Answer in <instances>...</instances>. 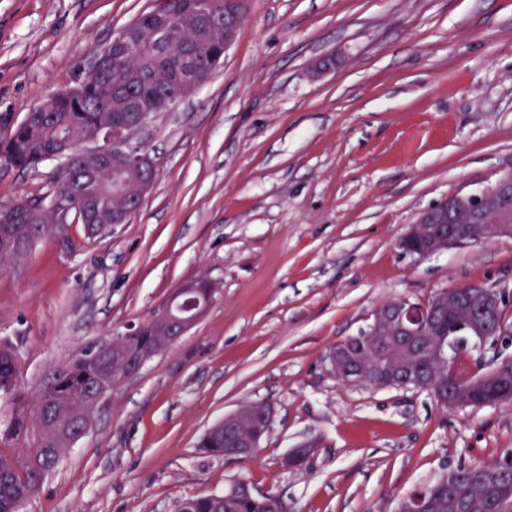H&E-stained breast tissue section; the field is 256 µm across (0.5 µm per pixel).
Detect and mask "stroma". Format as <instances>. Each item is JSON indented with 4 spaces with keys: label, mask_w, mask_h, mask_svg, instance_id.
Masks as SVG:
<instances>
[{
    "label": "stroma",
    "mask_w": 512,
    "mask_h": 512,
    "mask_svg": "<svg viewBox=\"0 0 512 512\" xmlns=\"http://www.w3.org/2000/svg\"><path fill=\"white\" fill-rule=\"evenodd\" d=\"M158 0H0V113L21 121L90 72ZM158 165L128 223L39 239L0 270V345L34 392L50 367L147 321L187 281L203 317L120 384L22 512H176L240 478L290 512H395L460 464L512 458V407L444 409L427 392L349 384L337 343L384 302L479 283L512 296V240L427 258L400 237L456 192L512 174V0H245L224 64L143 129ZM58 161L0 167V204L47 197ZM467 377L512 361V316ZM276 417L246 461L205 432L241 406ZM314 450L306 469L287 453Z\"/></svg>",
    "instance_id": "obj_1"
}]
</instances>
